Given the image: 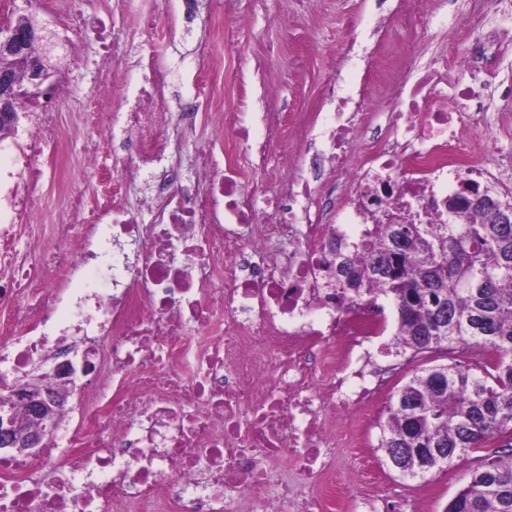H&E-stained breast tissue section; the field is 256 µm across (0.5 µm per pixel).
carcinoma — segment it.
<instances>
[{"label": "carcinoma", "instance_id": "cac0c4a2", "mask_svg": "<svg viewBox=\"0 0 512 512\" xmlns=\"http://www.w3.org/2000/svg\"><path fill=\"white\" fill-rule=\"evenodd\" d=\"M448 222L376 224L358 241L336 235V289L352 302L383 298L395 348L414 361L441 349L490 350L484 364L416 369L392 395L379 448H404L400 474L424 481L416 452L448 451L447 466L494 440L502 451L465 474L444 512H512V213L487 190L448 195Z\"/></svg>", "mask_w": 512, "mask_h": 512}]
</instances>
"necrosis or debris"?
Masks as SVG:
<instances>
[{
	"mask_svg": "<svg viewBox=\"0 0 512 512\" xmlns=\"http://www.w3.org/2000/svg\"><path fill=\"white\" fill-rule=\"evenodd\" d=\"M109 2V16L124 17L134 0ZM109 16L64 11L66 49L83 36L120 62ZM69 95L58 76L28 99L17 167L0 182V385L40 360L74 363L102 344L108 354L86 383L49 379L64 399L79 396V426L67 449L49 445L41 461L0 459V512H406L405 500L354 495L336 477L335 449L365 447L384 408L388 369L365 362L389 321L379 302L328 287L329 251L343 225L382 224L409 208L435 220L439 188L501 179L474 148L487 115L464 111L470 86L423 111L407 101L380 140L368 114L350 113L332 153L311 155L309 178L271 198L240 168L265 171V145L239 160L216 128L193 182L173 172L155 187L147 224L126 206L125 185L100 173L95 142L82 158L92 186L68 183L57 224L44 228L33 214L43 176L34 160L51 137L79 138L59 121ZM141 101L124 117L139 165L175 162L158 90ZM328 170L340 196L327 212L314 184ZM21 228L31 250L14 243ZM274 242L284 250L271 251ZM89 262L111 292L81 280ZM29 295L37 307L24 304ZM61 301L73 328L56 324Z\"/></svg>",
	"mask_w": 512,
	"mask_h": 512,
	"instance_id": "4bbe7bcc",
	"label": "necrosis or debris"
}]
</instances>
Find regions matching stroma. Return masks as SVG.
Returning a JSON list of instances; mask_svg holds the SVG:
<instances>
[{
  "label": "stroma",
  "mask_w": 512,
  "mask_h": 512,
  "mask_svg": "<svg viewBox=\"0 0 512 512\" xmlns=\"http://www.w3.org/2000/svg\"><path fill=\"white\" fill-rule=\"evenodd\" d=\"M140 14L172 20L170 35L134 28L132 18H114L113 32L124 44L121 63L96 69L97 51L86 46L78 54L53 44L46 50L54 67L66 69L73 88L65 124L82 121L84 99L96 83L129 86L126 105L145 77L138 59L156 53L166 111L179 112L195 99L188 77L207 69L210 57L203 38L223 25V111L246 113L251 143L268 142L269 159L278 162L288 146L289 115L306 112L314 129L308 148L323 151L336 126V100L347 99L373 113L374 124L387 128L393 120L395 89L383 78L388 58H395L408 75H416L429 59L471 60L465 83L491 87L485 109L491 127L480 131L479 142L490 160L512 158V0H433L422 10L418 0H196L186 13L183 0H135ZM354 61H346L347 49ZM47 151L38 164L44 175L34 192V205L44 223L59 217L60 194L53 160ZM378 430H371L365 456L372 461L384 493L414 499L419 488L431 491L421 512H442L468 469L492 456L495 443L473 450L457 465L436 473L426 483L402 478L378 448Z\"/></svg>",
  "instance_id": "obj_1"
}]
</instances>
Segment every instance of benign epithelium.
Wrapping results in <instances>:
<instances>
[{
  "mask_svg": "<svg viewBox=\"0 0 512 512\" xmlns=\"http://www.w3.org/2000/svg\"><path fill=\"white\" fill-rule=\"evenodd\" d=\"M54 33L30 14L18 16L15 22L0 29V136L15 134L24 114L25 93L19 91L17 78L9 63L26 65V80L37 92L48 77L51 65L46 56H33L30 45L52 44ZM47 373L24 378L0 392V453L13 458L40 455L51 442L62 422V402L46 384ZM27 408L29 418H20L15 407Z\"/></svg>",
  "mask_w": 512,
  "mask_h": 512,
  "instance_id": "benign-epithelium-1",
  "label": "benign epithelium"
}]
</instances>
